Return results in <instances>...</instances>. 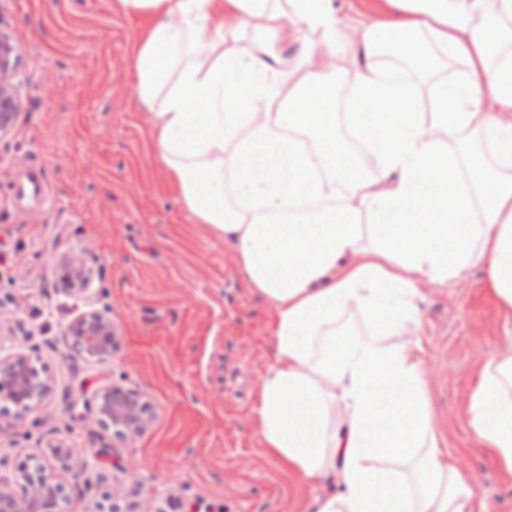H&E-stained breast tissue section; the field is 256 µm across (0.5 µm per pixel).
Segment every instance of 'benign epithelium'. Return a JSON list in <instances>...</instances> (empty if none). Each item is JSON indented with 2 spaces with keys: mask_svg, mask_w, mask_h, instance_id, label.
Returning a JSON list of instances; mask_svg holds the SVG:
<instances>
[{
  "mask_svg": "<svg viewBox=\"0 0 512 512\" xmlns=\"http://www.w3.org/2000/svg\"><path fill=\"white\" fill-rule=\"evenodd\" d=\"M20 46L0 30V138L8 134L21 108L16 70ZM66 307L86 306L64 326V344L76 355L109 363L117 350L112 319L102 310L90 308L81 285L88 280L84 261L72 255L60 257L55 266ZM25 337L26 345L0 354V420L22 423L38 409L52 390V380L37 345ZM98 426L120 440L143 435L150 424L149 405L143 394L112 383L95 392L88 409ZM99 451L56 445L47 453H31L11 474H0V512H69L71 494L82 492L79 477L89 459Z\"/></svg>",
  "mask_w": 512,
  "mask_h": 512,
  "instance_id": "benign-epithelium-1",
  "label": "benign epithelium"
}]
</instances>
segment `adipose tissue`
Instances as JSON below:
<instances>
[{
  "mask_svg": "<svg viewBox=\"0 0 512 512\" xmlns=\"http://www.w3.org/2000/svg\"><path fill=\"white\" fill-rule=\"evenodd\" d=\"M115 2L145 21L132 69L159 162L275 309L260 441L302 482L340 479L300 512H490L440 446L405 336L424 285L476 267L512 312V114L485 110L512 111V0H381L352 69L319 63L347 41L330 0ZM245 27L254 47L226 51ZM451 61L463 84L439 80ZM468 412L477 447L512 479V356L481 367Z\"/></svg>",
  "mask_w": 512,
  "mask_h": 512,
  "instance_id": "obj_1",
  "label": "adipose tissue"
}]
</instances>
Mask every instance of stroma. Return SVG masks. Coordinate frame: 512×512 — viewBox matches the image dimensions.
I'll use <instances>...</instances> for the list:
<instances>
[{"label":"stroma","instance_id":"35a3bbf8","mask_svg":"<svg viewBox=\"0 0 512 512\" xmlns=\"http://www.w3.org/2000/svg\"><path fill=\"white\" fill-rule=\"evenodd\" d=\"M0 30L23 53V107L0 138V342L36 335L53 391L38 426H0V460L66 443L107 449L71 512H296L325 493L298 484L266 453L253 407L271 361L272 305L247 286L233 250L193 223L153 156V116L136 94L131 58L140 29L114 0H0ZM84 259L96 308L120 336L112 362L67 357L70 318L55 263ZM484 269L424 287L411 330L428 382L432 424L490 512H512V480L473 442L468 399L477 371L512 354V314L488 298ZM115 382L151 405L148 430L113 438L74 401Z\"/></svg>","mask_w":512,"mask_h":512}]
</instances>
